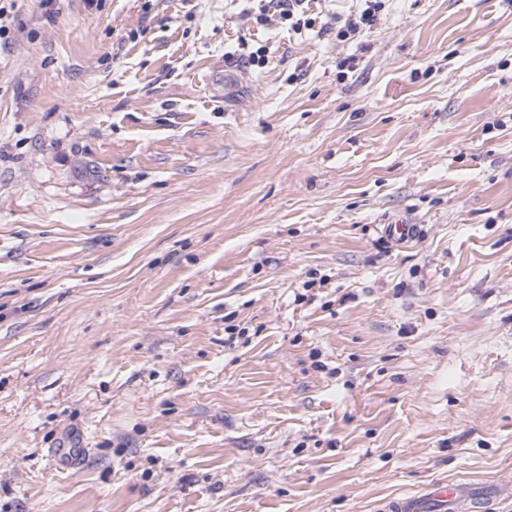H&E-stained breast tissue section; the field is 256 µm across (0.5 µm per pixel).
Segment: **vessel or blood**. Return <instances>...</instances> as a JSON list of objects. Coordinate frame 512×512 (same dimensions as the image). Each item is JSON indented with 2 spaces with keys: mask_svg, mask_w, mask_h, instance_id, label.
Wrapping results in <instances>:
<instances>
[{
  "mask_svg": "<svg viewBox=\"0 0 512 512\" xmlns=\"http://www.w3.org/2000/svg\"><path fill=\"white\" fill-rule=\"evenodd\" d=\"M501 487L478 489L463 483H436L416 495L388 499L382 512H489Z\"/></svg>",
  "mask_w": 512,
  "mask_h": 512,
  "instance_id": "1",
  "label": "vessel or blood"
}]
</instances>
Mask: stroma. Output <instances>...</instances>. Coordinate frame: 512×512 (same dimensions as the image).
Returning a JSON list of instances; mask_svg holds the SVG:
<instances>
[{
	"instance_id": "1",
	"label": "stroma",
	"mask_w": 512,
	"mask_h": 512,
	"mask_svg": "<svg viewBox=\"0 0 512 512\" xmlns=\"http://www.w3.org/2000/svg\"><path fill=\"white\" fill-rule=\"evenodd\" d=\"M261 6L0 0V512L512 473V0ZM366 8L358 15H351L345 20L343 32L347 35H357L365 28H370L377 19V13L382 7V0H365Z\"/></svg>"
}]
</instances>
